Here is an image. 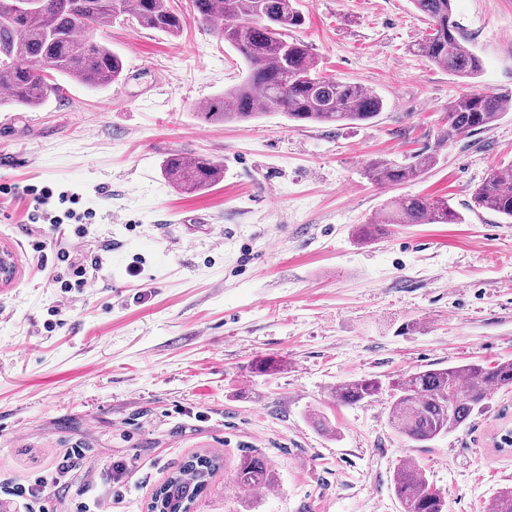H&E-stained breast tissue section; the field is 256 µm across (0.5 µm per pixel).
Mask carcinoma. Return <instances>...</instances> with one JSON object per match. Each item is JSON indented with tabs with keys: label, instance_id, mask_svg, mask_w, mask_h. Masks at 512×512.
Wrapping results in <instances>:
<instances>
[{
	"label": "carcinoma",
	"instance_id": "1",
	"mask_svg": "<svg viewBox=\"0 0 512 512\" xmlns=\"http://www.w3.org/2000/svg\"><path fill=\"white\" fill-rule=\"evenodd\" d=\"M428 20L430 33L413 44L411 52L463 78H476L482 59L469 49L453 18L451 0H411ZM194 15L210 31L231 45L244 59V79L207 103L202 115L211 123L244 122L258 111L281 112L305 124L343 126L375 119L384 107L382 98L356 82L321 75L310 47L288 35L303 25L293 0H191ZM12 0H0V91L9 93L16 106H39L61 88L50 85L45 74L53 72L91 88L119 80L124 71L121 56L99 33L119 15H129L143 28L171 37L180 36L183 18L168 0H39L22 21L13 15ZM509 98L482 92L466 93L448 105L451 140L481 130L506 111ZM434 158L418 155L407 164L375 161L366 175L380 185H400L422 177ZM163 174L184 193L205 190L224 179V165L204 156L168 157ZM475 206L512 219V175L492 169L474 190ZM462 216L446 199L403 196L362 228L361 236L375 240L389 224H460ZM512 387V360L494 366L469 363L413 372L393 382L388 412L392 429L408 441L422 445L447 435L486 408L491 391ZM382 388L380 379L361 377L334 389L344 404L369 400ZM184 461L178 477L167 480L171 494L200 496L193 462ZM394 493L402 512H448L446 495L432 487L424 470L414 461L400 463L394 473ZM243 491L273 486L277 479L269 463L247 452L235 470ZM485 512H512V487L499 491Z\"/></svg>",
	"mask_w": 512,
	"mask_h": 512
}]
</instances>
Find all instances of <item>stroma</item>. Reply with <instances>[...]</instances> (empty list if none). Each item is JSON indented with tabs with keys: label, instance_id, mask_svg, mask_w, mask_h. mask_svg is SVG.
Masks as SVG:
<instances>
[{
	"label": "stroma",
	"instance_id": "obj_1",
	"mask_svg": "<svg viewBox=\"0 0 512 512\" xmlns=\"http://www.w3.org/2000/svg\"><path fill=\"white\" fill-rule=\"evenodd\" d=\"M179 37L121 16L102 39L125 62L105 88L64 81L33 108L0 104V512H29L7 487L54 475L69 448L95 467L48 485L46 512H147L160 484L196 453L222 466L192 512H401L392 478L417 462L449 512H483L512 486V390L417 448L388 424L390 382L454 364L512 358V220L474 207L491 168L512 167V109L446 140L445 109L470 91L512 97V0H452L484 64L464 79L411 53L428 21L411 0H296L324 76L384 101L366 124L297 126L279 112L211 124L201 103L242 81L239 54L188 7ZM436 162L402 186L366 175L377 160ZM173 154L207 155L222 182L187 194L162 174ZM78 193L93 209L83 257L91 287L64 291L56 253L73 236L29 223L28 185ZM447 199L459 224L358 230L400 195ZM42 239L44 252L30 249ZM276 361L259 372L261 360ZM381 379L344 405L339 384ZM323 414L333 433L312 421ZM275 487L231 481L246 450ZM125 465L122 484L113 468Z\"/></svg>",
	"mask_w": 512,
	"mask_h": 512
}]
</instances>
